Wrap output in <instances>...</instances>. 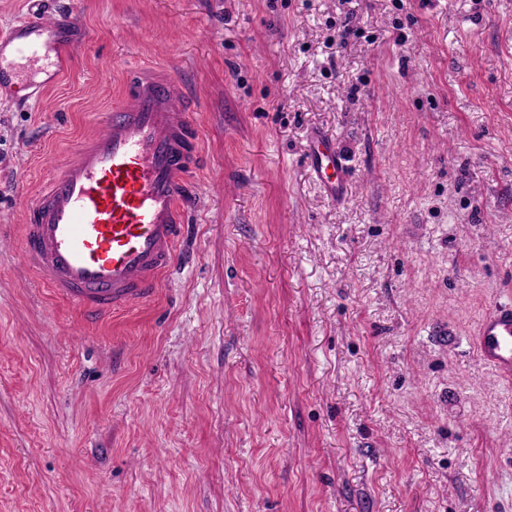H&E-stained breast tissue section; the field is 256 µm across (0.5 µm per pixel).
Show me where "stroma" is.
<instances>
[{
	"label": "stroma",
	"instance_id": "1",
	"mask_svg": "<svg viewBox=\"0 0 512 512\" xmlns=\"http://www.w3.org/2000/svg\"><path fill=\"white\" fill-rule=\"evenodd\" d=\"M84 39L0 92V512H512V0H45ZM199 164L154 295L98 319L17 227L132 78ZM347 165L343 195L311 135ZM308 159L320 183L332 194L344 187L347 170L338 152L326 136H315L309 145ZM477 352L499 373L512 375V306H500L481 323Z\"/></svg>",
	"mask_w": 512,
	"mask_h": 512
}]
</instances>
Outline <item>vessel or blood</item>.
Wrapping results in <instances>:
<instances>
[{
	"label": "vessel or blood",
	"instance_id": "b4317fda",
	"mask_svg": "<svg viewBox=\"0 0 512 512\" xmlns=\"http://www.w3.org/2000/svg\"><path fill=\"white\" fill-rule=\"evenodd\" d=\"M0 34V81L19 78V62L39 65L44 90L64 70L57 23L43 21L41 0ZM198 158L194 129L172 85L135 82L122 104L106 113L102 132L84 139L27 204L22 258L39 284L85 312L105 315L154 294L176 257L183 233V198ZM308 159L331 193L347 170L329 138L315 136ZM477 352L499 373L512 375V306L481 323Z\"/></svg>",
	"mask_w": 512,
	"mask_h": 512
}]
</instances>
